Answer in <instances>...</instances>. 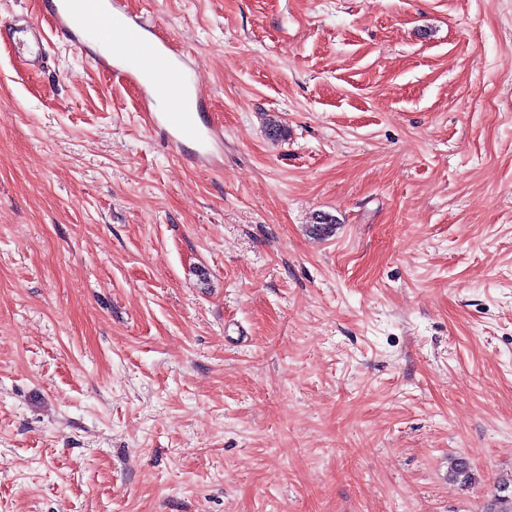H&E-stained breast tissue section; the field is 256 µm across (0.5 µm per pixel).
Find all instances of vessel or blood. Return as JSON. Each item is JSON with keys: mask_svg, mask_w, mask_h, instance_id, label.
I'll return each instance as SVG.
<instances>
[{"mask_svg": "<svg viewBox=\"0 0 512 512\" xmlns=\"http://www.w3.org/2000/svg\"><path fill=\"white\" fill-rule=\"evenodd\" d=\"M129 17L125 0H57L54 6L57 30L72 38L78 31H93L107 42L114 59L127 61L123 74L140 86L143 108L154 127L174 146L192 145L201 166H216L224 135L202 119L206 93L185 82L180 57L167 41L146 39V25L130 23ZM160 99L169 103V111H155Z\"/></svg>", "mask_w": 512, "mask_h": 512, "instance_id": "obj_1", "label": "vessel or blood"}]
</instances>
